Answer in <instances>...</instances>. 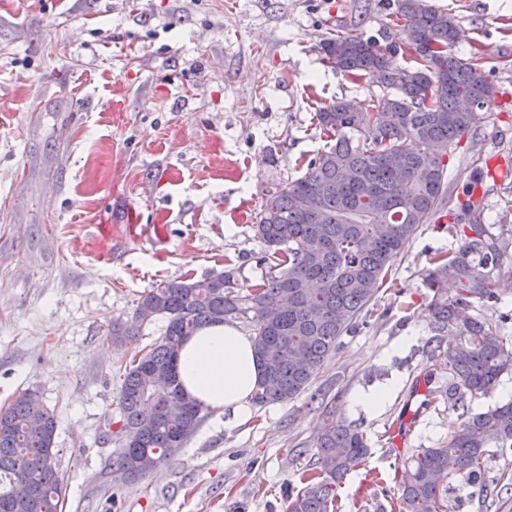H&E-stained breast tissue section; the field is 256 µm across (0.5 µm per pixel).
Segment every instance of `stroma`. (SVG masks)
Instances as JSON below:
<instances>
[{
  "mask_svg": "<svg viewBox=\"0 0 512 512\" xmlns=\"http://www.w3.org/2000/svg\"><path fill=\"white\" fill-rule=\"evenodd\" d=\"M426 2L456 18L455 54L477 58L498 87L476 131L449 147L448 184L482 167L484 221L512 241V0ZM340 31L399 29L389 0H0V407L35 389L54 413L63 512H284L314 461V393L341 394L337 420L371 446L338 487V512H379L397 501L396 469L458 428L457 410L424 405L448 382L427 357L422 286L431 252L457 244L443 208L310 394L238 422L205 412L138 481L113 466L119 442L105 422L123 373L166 322L121 344L108 329L166 281L228 271L243 294L260 283L254 217L326 146L315 112L340 99L368 111L383 91L323 63L321 42ZM384 387L385 406H357ZM401 422L410 433L398 444ZM454 487L448 512H512V489L484 501Z\"/></svg>",
  "mask_w": 512,
  "mask_h": 512,
  "instance_id": "stroma-1",
  "label": "stroma"
}]
</instances>
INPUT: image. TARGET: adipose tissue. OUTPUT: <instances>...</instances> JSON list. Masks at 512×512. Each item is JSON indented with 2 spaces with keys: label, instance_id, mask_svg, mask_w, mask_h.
I'll list each match as a JSON object with an SVG mask.
<instances>
[{
  "label": "adipose tissue",
  "instance_id": "1",
  "mask_svg": "<svg viewBox=\"0 0 512 512\" xmlns=\"http://www.w3.org/2000/svg\"><path fill=\"white\" fill-rule=\"evenodd\" d=\"M177 369L189 397L235 419L247 411L261 375L252 337L226 322L203 326L188 337Z\"/></svg>",
  "mask_w": 512,
  "mask_h": 512
}]
</instances>
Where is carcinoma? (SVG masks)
<instances>
[{
  "label": "carcinoma",
  "mask_w": 512,
  "mask_h": 512,
  "mask_svg": "<svg viewBox=\"0 0 512 512\" xmlns=\"http://www.w3.org/2000/svg\"><path fill=\"white\" fill-rule=\"evenodd\" d=\"M394 14L401 23L398 42L382 46L344 33L320 44L328 66L372 77L388 92L371 112L341 100L316 113L333 144L259 210L254 231L265 246L260 263L268 268L261 283L246 295L234 290L232 273L224 271L161 283L140 299L131 322L108 329L112 342L121 343L155 318L167 320L162 340L129 363L120 385L116 465L127 479L158 469L203 420V407L187 398L176 373L187 337L204 324L252 315L261 369L252 403L264 408L298 398L447 198L444 153L475 130L478 110L495 94L494 81L453 52L459 26L451 14L423 0H395ZM406 55L414 65L399 62ZM461 96L471 98L477 111H458ZM483 177L472 172L458 199V247L431 253L422 278L430 330L457 337L444 352L440 340L427 345L430 358H442L440 368L448 371V387L430 391L428 403L443 399L461 411L462 423L444 445L411 456L398 482L400 512H448L446 480L453 474L484 498L512 486L507 471L487 476L494 453L512 452V400L471 408L503 374H512V351L503 337L469 314L477 303L497 307L500 287L512 280V261L504 262L509 243L482 222L483 203L474 189ZM341 398L338 393L322 404L313 444L316 473L288 495L285 512H334L336 487L370 454L363 431L336 423ZM56 430L54 414L35 390L0 408V512H59L65 489ZM22 476L32 484L24 499L13 493Z\"/></svg>",
  "instance_id": "cac0c4a2"
}]
</instances>
